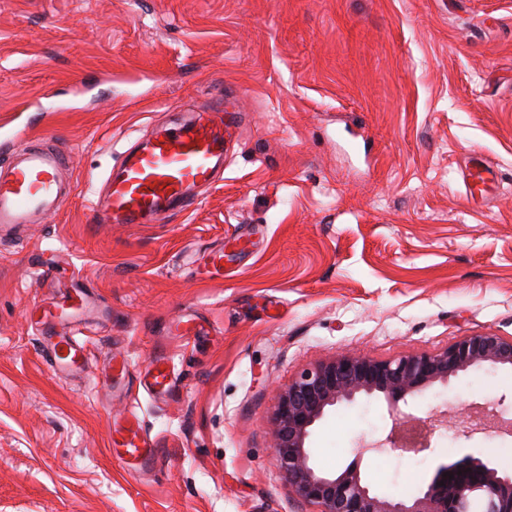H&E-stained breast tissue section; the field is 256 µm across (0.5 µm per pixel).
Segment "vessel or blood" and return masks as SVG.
<instances>
[{
  "label": "vessel or blood",
  "mask_w": 512,
  "mask_h": 512,
  "mask_svg": "<svg viewBox=\"0 0 512 512\" xmlns=\"http://www.w3.org/2000/svg\"><path fill=\"white\" fill-rule=\"evenodd\" d=\"M233 118L219 101L189 123L163 129L128 150L105 176V192L92 209L93 223H159L194 209L198 189L222 177ZM69 161V155L46 138L28 139L23 148L0 158V232L38 223L63 208L71 186L60 172ZM88 300L81 292L50 306L30 305L26 311L30 325L56 337L55 355L69 371L78 369L86 348L72 336L58 335L57 327L63 320L79 319ZM111 443L136 468L152 466L158 456L155 441L135 418L126 421Z\"/></svg>",
  "instance_id": "b4317fda"
}]
</instances>
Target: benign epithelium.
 Here are the masks:
<instances>
[{
    "label": "benign epithelium",
    "instance_id": "obj_1",
    "mask_svg": "<svg viewBox=\"0 0 512 512\" xmlns=\"http://www.w3.org/2000/svg\"><path fill=\"white\" fill-rule=\"evenodd\" d=\"M512 368V336L493 332L462 336L443 349L392 359L340 355L299 372L275 399L270 435L288 491L315 512H512V475L480 457L438 467L430 483L409 496L390 497L371 489L361 476L366 452L388 443L394 448L431 446L434 433L447 427L443 412L425 420L409 418L386 442L362 445L337 472L316 465L311 448L314 426L338 405L360 398H383L395 407L451 379L478 369ZM471 430L512 434V419L497 410L469 415ZM453 474L449 478L445 473Z\"/></svg>",
    "mask_w": 512,
    "mask_h": 512
}]
</instances>
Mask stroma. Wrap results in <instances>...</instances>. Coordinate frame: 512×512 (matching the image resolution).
I'll return each mask as SVG.
<instances>
[{"label": "stroma", "mask_w": 512, "mask_h": 512, "mask_svg": "<svg viewBox=\"0 0 512 512\" xmlns=\"http://www.w3.org/2000/svg\"><path fill=\"white\" fill-rule=\"evenodd\" d=\"M220 93L239 137L198 207L91 223L122 152ZM38 133L71 151L74 192L0 241V512H310L270 443L278 387L341 353L512 336V0H0V153ZM475 151L496 176L470 194ZM74 286L93 307L68 374L24 313ZM160 357L164 393L145 378ZM497 402L512 416L510 368L416 398L447 428L366 454L365 480L399 497L497 459L512 436L465 432ZM132 415L159 448L137 475L110 447ZM393 425L381 398L337 407L315 461Z\"/></svg>", "instance_id": "35a3bbf8"}]
</instances>
